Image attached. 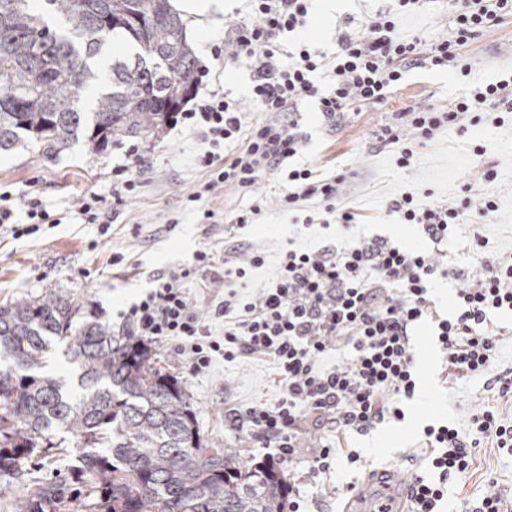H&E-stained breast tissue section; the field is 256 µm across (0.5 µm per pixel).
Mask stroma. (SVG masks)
Instances as JSON below:
<instances>
[{"label":"stroma","instance_id":"1","mask_svg":"<svg viewBox=\"0 0 512 512\" xmlns=\"http://www.w3.org/2000/svg\"><path fill=\"white\" fill-rule=\"evenodd\" d=\"M345 2V13H328L311 35L315 49L332 50L336 29L345 17L360 21L395 6V0ZM244 13L243 0H233L222 23L214 26L205 40L193 41L192 47L199 67L209 68L225 94L238 100L246 123L251 125L266 119L265 113L255 111L250 102L253 71L244 63L223 64L212 54L225 28ZM464 52L478 80L493 81L511 72L512 18L480 34ZM467 87L468 80L455 72L414 68L387 103L363 109L334 126L323 120L317 100L307 99L296 116L301 149L289 160L293 166L309 165L322 176L348 172L341 200L361 215L354 236L382 238L400 247L416 246L437 263L456 266L455 277L439 278L431 285L433 305L443 316L454 313L457 288L475 282L483 272L479 259L463 257L474 238L485 241V253H512V112L503 113L501 125L487 126L483 153L468 150L466 135L444 130L415 145L416 160L408 168L396 165L393 147L382 145L379 133L393 113L412 106H447ZM135 142L143 159L136 173L145 187L117 207V217L105 236L99 234L96 225L69 223L68 216L85 192L110 196L113 169L130 162L128 141L99 149L83 136L59 154L47 155L40 143L26 136L16 149L0 155V187L18 193L31 181H38L44 205L62 219L55 227H43L36 235L18 240L0 234L1 302L21 294L39 296L60 289L80 306L82 318L109 324L118 333L127 323L131 304L151 287L153 273L186 269L190 275L185 286L195 298L194 308L209 324L216 293L209 288V273L192 268L197 251L211 249L219 259L228 253L242 258L254 251L264 252L267 263L263 268L232 282L239 293L250 295L271 281L279 254L288 244L314 250L335 245L336 235L333 228L324 225L327 215L322 206L307 203L293 214L280 212V179L275 174L264 176L249 193L230 185L216 191L206 202L215 217L212 223H200L197 214L186 209L184 198L207 176L194 160L203 149L201 135L169 120ZM484 169L496 171L492 185L477 180V171ZM466 185L471 188L468 195L473 204H480L490 192L497 199L498 210L485 220L468 218L455 241H432L420 225H397L386 213L387 202L403 191H414L424 201L446 203L462 200ZM252 206L260 207L261 212L246 230L225 225V214ZM309 215L314 217V225H306ZM114 253L125 257L116 268L109 263ZM415 341L417 379L428 382L430 392L401 401L403 419L388 418L373 430L337 439V446L359 452L357 463L338 457L329 473L313 478L305 458L294 460L289 466L291 481L304 500L306 512H363L364 501L344 495L346 485L355 484L368 494H377L381 488L372 479L379 471L416 470L429 454L423 435L426 425L446 421L464 427L471 414L488 405L496 406L504 419L512 420V400L500 397L496 386L483 379L460 381L449 376L444 354L434 345L431 323L418 327ZM153 349L167 372L176 376L190 395L205 445L240 452L254 464L265 462L267 449L254 447L246 432L225 421L224 411L235 405L277 402L281 388L273 365L257 358L235 362L219 359L209 372L195 375L186 356L177 354L172 344L157 342ZM66 445L67 457L52 467L29 465L24 481L0 475V512H12L15 498L55 474L80 477L76 442L70 438ZM492 485L505 493L512 491V454L486 442L474 449L467 476L449 480L448 505L478 503Z\"/></svg>","mask_w":512,"mask_h":512}]
</instances>
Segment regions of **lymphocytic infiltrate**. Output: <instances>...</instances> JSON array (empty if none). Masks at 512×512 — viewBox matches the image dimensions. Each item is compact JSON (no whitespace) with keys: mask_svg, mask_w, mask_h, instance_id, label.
<instances>
[{"mask_svg":"<svg viewBox=\"0 0 512 512\" xmlns=\"http://www.w3.org/2000/svg\"><path fill=\"white\" fill-rule=\"evenodd\" d=\"M309 2L250 0L249 19L234 25L212 49L215 59L249 64L254 72L251 101L268 113V120L245 126L239 102L208 88L180 113L181 122L201 132L208 145L197 156L207 179L186 196L187 208L202 219L213 216L203 204L216 189H248L263 173L281 170L285 176L278 196L280 210L318 201L341 235H348L358 215L338 204L347 173L325 177L308 167L283 170L301 143L287 114L315 95L326 121L340 122L349 112L386 103L412 68L452 69L470 76L464 47L482 31L512 17V0H448L449 27L427 44L399 31L401 17L418 12L424 0H398L397 12L377 14L357 30L341 33L333 54L318 52L304 40L293 52L283 53L280 36L307 27ZM320 72L332 84L324 96L318 95L313 82ZM486 112H512V76L473 84L444 109L409 107L395 113L380 138L395 148L396 163L404 168L414 157L410 137L425 140L444 129L476 127ZM238 140L244 141L243 150L223 156L224 147ZM141 186L128 167L117 168L111 197L94 191L84 194L75 217L108 233L112 219L107 201H122ZM497 209L490 193L475 207L468 201L423 202L407 190L389 205L400 223L422 225L439 241L451 239L469 211L486 218ZM55 221L37 189L21 196L0 191L1 231L18 239ZM265 263L264 255L251 253L244 265L225 270L224 297L214 309L215 318L224 322L222 332L212 331L195 312L182 271L156 276L152 288L130 308L128 319L131 333L140 339L173 343L178 354L189 357L190 370L196 374L208 371L219 358L271 361L282 388L277 403L233 407L227 415L247 426L259 447L274 449L279 463L292 462L298 455L305 425L343 434L366 431L388 415L403 418L394 401L412 398L416 392L414 329L422 320L434 322L449 373L467 380L494 375L498 339L490 317L512 312L511 254L485 259L479 280L459 288L458 311L450 318L439 317L429 298L438 266L416 249L377 239L319 251L294 247L283 252L274 278L256 297L239 296L232 279L244 278L248 270ZM341 343L350 350L347 362L327 364ZM424 435L430 447L428 467L435 476H414L407 492L412 512H439L449 479L468 473L472 451L481 442L512 452V424L493 409L474 414L468 429L435 423L426 426Z\"/></svg>","mask_w":512,"mask_h":512,"instance_id":"f902f5d3","label":"lymphocytic infiltrate"}]
</instances>
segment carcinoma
<instances>
[{"label":"carcinoma","mask_w":512,"mask_h":512,"mask_svg":"<svg viewBox=\"0 0 512 512\" xmlns=\"http://www.w3.org/2000/svg\"><path fill=\"white\" fill-rule=\"evenodd\" d=\"M136 52L112 61L88 112L90 64L109 37ZM196 57L170 0H0V152L31 134L56 153L85 132L98 145L147 134L195 87ZM64 291L0 304V474L51 463L76 440L79 486L57 474L14 512H284L272 464L206 448L194 408L153 349L97 320ZM78 366L71 385L39 373L56 346Z\"/></svg>","instance_id":"1"}]
</instances>
